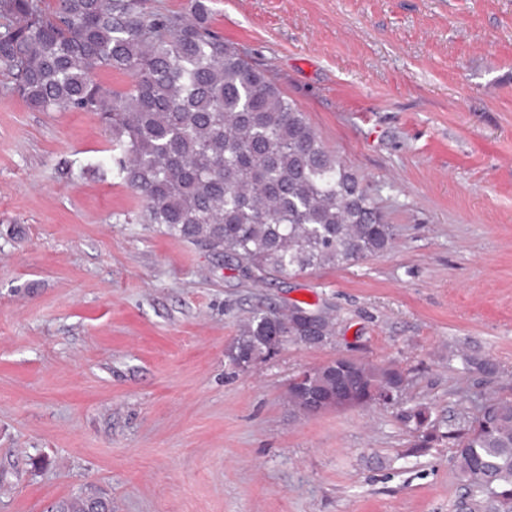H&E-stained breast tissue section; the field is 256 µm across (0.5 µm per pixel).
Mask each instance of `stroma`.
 Segmentation results:
<instances>
[{
  "mask_svg": "<svg viewBox=\"0 0 512 512\" xmlns=\"http://www.w3.org/2000/svg\"><path fill=\"white\" fill-rule=\"evenodd\" d=\"M212 25L364 177L394 244L254 283L133 219L97 118L0 93V512L81 493L112 512H469L451 445L414 449L399 405L306 417L285 394L353 356L397 365L444 429L512 398V0H213ZM296 301L330 307L332 341L234 368L239 321Z\"/></svg>",
  "mask_w": 512,
  "mask_h": 512,
  "instance_id": "stroma-1",
  "label": "stroma"
}]
</instances>
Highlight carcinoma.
I'll list each match as a JSON object with an SVG mask.
<instances>
[{
	"label": "carcinoma",
	"instance_id": "carcinoma-1",
	"mask_svg": "<svg viewBox=\"0 0 512 512\" xmlns=\"http://www.w3.org/2000/svg\"><path fill=\"white\" fill-rule=\"evenodd\" d=\"M211 0L178 14L147 0H0V72L6 94L37 112H85L112 132L103 163L140 202L137 219L224 255L245 278L265 281L344 267L387 252L395 239L364 178L319 139L306 115L264 70L224 45ZM102 71L131 78L121 91ZM257 310L227 349L247 367L287 343L318 346L334 333L327 315L315 334L298 313ZM464 370L498 373L493 361L462 357ZM406 378L394 364L339 356L309 370L312 402L294 386L288 404L304 415L399 401ZM417 448L436 437L428 411L404 406ZM470 512H512V400L484 405L448 428ZM53 512H112L101 495H77Z\"/></svg>",
	"mask_w": 512,
	"mask_h": 512
}]
</instances>
